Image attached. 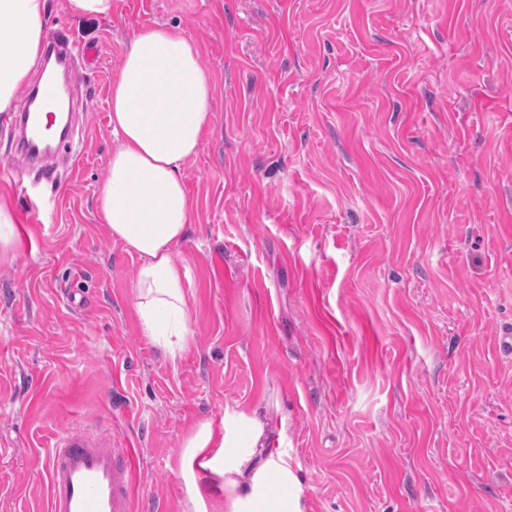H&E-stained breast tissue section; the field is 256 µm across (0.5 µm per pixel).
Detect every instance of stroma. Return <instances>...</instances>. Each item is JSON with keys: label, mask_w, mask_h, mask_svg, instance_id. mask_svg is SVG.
I'll list each match as a JSON object with an SVG mask.
<instances>
[{"label": "stroma", "mask_w": 512, "mask_h": 512, "mask_svg": "<svg viewBox=\"0 0 512 512\" xmlns=\"http://www.w3.org/2000/svg\"><path fill=\"white\" fill-rule=\"evenodd\" d=\"M84 62L80 140L35 182L0 114L9 180L50 201L0 260V512H44L64 431L136 455L135 508L188 512L179 459L204 421L264 430L302 512H512V0H48ZM186 29L215 94L182 169L194 343L170 360L133 304L138 259L95 190L126 43ZM69 13L80 19H100L112 13V0H66Z\"/></svg>", "instance_id": "stroma-1"}]
</instances>
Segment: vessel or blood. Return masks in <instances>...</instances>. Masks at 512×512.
<instances>
[{
	"instance_id": "b4317fda",
	"label": "vessel or blood",
	"mask_w": 512,
	"mask_h": 512,
	"mask_svg": "<svg viewBox=\"0 0 512 512\" xmlns=\"http://www.w3.org/2000/svg\"><path fill=\"white\" fill-rule=\"evenodd\" d=\"M47 42L49 52L73 66V43L66 28L56 29ZM58 98V86L51 80L26 91L17 121L28 130L30 142H39L40 115L55 107ZM135 465L132 449L112 447L80 428L64 433L47 458V512H133Z\"/></svg>"
}]
</instances>
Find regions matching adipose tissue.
<instances>
[{
  "label": "adipose tissue",
  "instance_id": "1",
  "mask_svg": "<svg viewBox=\"0 0 512 512\" xmlns=\"http://www.w3.org/2000/svg\"><path fill=\"white\" fill-rule=\"evenodd\" d=\"M48 0H0V113L13 111L18 91L43 53ZM198 43L177 25L136 31L126 47L109 97L116 146L107 177L95 192L102 223L114 242L139 260L134 307L145 336L168 356L192 341L184 267L173 260L195 217L181 176L197 156L212 121L215 83L200 62ZM260 428L229 442L205 421L183 442L180 470L191 512H208L196 468L223 478L225 512H302L295 479L284 461L266 460L251 476L242 463L256 452ZM239 466L227 470V456Z\"/></svg>",
  "mask_w": 512,
  "mask_h": 512
}]
</instances>
